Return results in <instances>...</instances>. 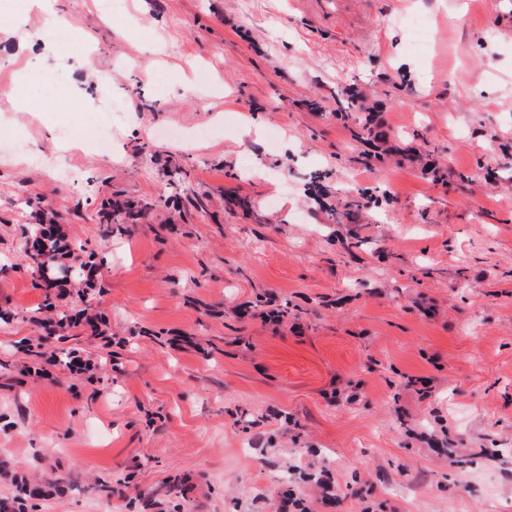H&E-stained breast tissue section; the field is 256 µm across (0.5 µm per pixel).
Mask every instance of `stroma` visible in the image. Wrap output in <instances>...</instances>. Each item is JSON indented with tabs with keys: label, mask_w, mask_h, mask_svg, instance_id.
I'll list each match as a JSON object with an SVG mask.
<instances>
[{
	"label": "stroma",
	"mask_w": 512,
	"mask_h": 512,
	"mask_svg": "<svg viewBox=\"0 0 512 512\" xmlns=\"http://www.w3.org/2000/svg\"><path fill=\"white\" fill-rule=\"evenodd\" d=\"M105 3L50 36L0 0V462L60 478L35 512H512V0ZM116 198L154 211L106 238ZM44 204L102 262L54 301L106 318L60 344L91 380L22 369ZM68 361L65 362L66 367L72 375H88V378H92L94 372L101 367L103 358L99 361L89 357H84L80 354V351L73 349L69 352Z\"/></svg>",
	"instance_id": "35a3bbf8"
}]
</instances>
